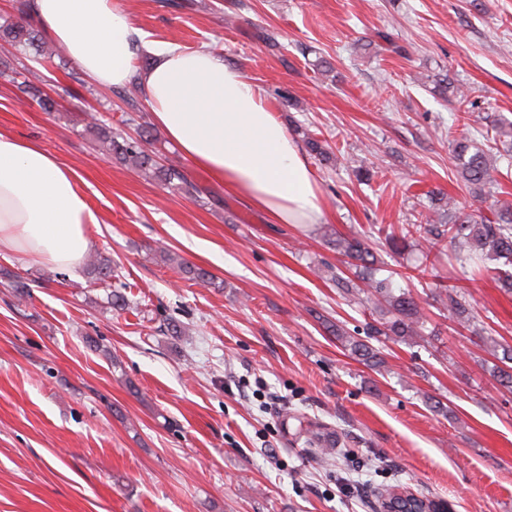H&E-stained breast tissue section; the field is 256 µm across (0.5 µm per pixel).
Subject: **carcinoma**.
<instances>
[{
    "label": "carcinoma",
    "instance_id": "cac0c4a2",
    "mask_svg": "<svg viewBox=\"0 0 512 512\" xmlns=\"http://www.w3.org/2000/svg\"><path fill=\"white\" fill-rule=\"evenodd\" d=\"M22 50L32 52L35 66L26 70L19 89L25 96L37 98L44 111L51 112L55 109L54 101L43 95L38 87L40 69L54 58L61 57V53L57 49H47L39 30L31 23L0 25V54L8 59ZM436 90L461 107L471 104L462 85L448 75L436 80ZM89 118L87 128L95 134L104 154L171 189L179 190L187 184L180 167L157 162L156 153L151 149L154 134L150 129H142L140 139L133 140L121 130L101 122L96 114L89 115ZM497 133L503 155L512 158V121L497 119ZM304 144L310 155L322 161L329 160V152L323 141L306 133ZM449 146L457 177L471 196L481 201L493 196L498 189L500 175L495 154L473 142L465 131L450 140ZM386 240L396 252H404L423 242L432 248L446 247L451 243L464 252L465 260L472 264L473 274L488 275L499 283L500 288L512 293V204L498 201L490 206V214L485 215L474 210L468 212L450 199L433 209V214L426 218L425 223L403 224L388 232ZM327 244L352 271L350 277H336L337 285L343 288L345 294L370 305L372 312L380 313L381 321L370 327L373 338L380 345L374 346L367 340L353 336L343 326L331 321H324V327L350 355L370 368L381 371L387 366V354L381 342L402 343L422 337L428 315L411 291L393 287L389 278L375 279L378 259L361 237L334 232L328 236ZM89 267L100 281L112 277L110 260L99 253L90 261ZM177 267L190 279L203 284L213 283L212 274L203 268L182 260L177 262ZM438 297L448 307L452 317L459 324L472 328V332L480 335L490 350L495 352L502 349L501 362L512 363V346H502L495 339L482 335L484 329L473 324L474 316L469 304L457 287L441 288ZM295 441L320 449L322 460L326 463L333 460L334 449L342 444L336 432L314 424L300 425Z\"/></svg>",
    "mask_w": 512,
    "mask_h": 512
}]
</instances>
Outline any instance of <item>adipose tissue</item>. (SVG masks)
I'll use <instances>...</instances> for the list:
<instances>
[{
	"instance_id": "1",
	"label": "adipose tissue",
	"mask_w": 512,
	"mask_h": 512,
	"mask_svg": "<svg viewBox=\"0 0 512 512\" xmlns=\"http://www.w3.org/2000/svg\"><path fill=\"white\" fill-rule=\"evenodd\" d=\"M30 18L96 85L138 82L165 138L275 224H320L326 213L300 145L262 90L207 49L167 44L146 71L132 61L141 34L119 0H31ZM80 177L39 144L0 132V254L71 270L98 223Z\"/></svg>"
}]
</instances>
